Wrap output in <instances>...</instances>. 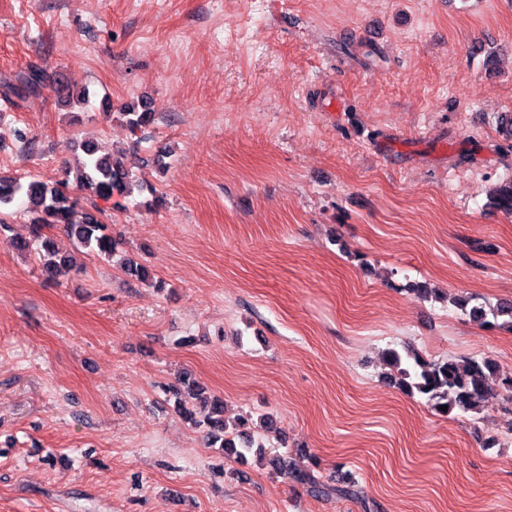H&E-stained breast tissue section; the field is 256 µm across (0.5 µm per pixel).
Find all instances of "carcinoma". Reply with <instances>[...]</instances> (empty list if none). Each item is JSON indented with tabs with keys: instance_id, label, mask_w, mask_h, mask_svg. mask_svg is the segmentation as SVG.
<instances>
[{
	"instance_id": "cac0c4a2",
	"label": "carcinoma",
	"mask_w": 512,
	"mask_h": 512,
	"mask_svg": "<svg viewBox=\"0 0 512 512\" xmlns=\"http://www.w3.org/2000/svg\"><path fill=\"white\" fill-rule=\"evenodd\" d=\"M48 82L49 76L43 70L31 66L16 75L9 90L14 97L23 100L39 93ZM121 116L133 132L152 121L151 113L131 108L125 109ZM80 148L84 158L74 177L75 190L105 200L132 195L135 180L124 163L114 158L106 143L85 140ZM70 187L67 180L49 184L37 179L0 176V229L6 228L5 215L1 210L17 199H24L29 228L35 238L41 237L45 225L59 224L81 248L92 254L112 256L119 242L94 215L86 213L82 220L75 219L77 199L72 197ZM494 205L512 214V179L496 189ZM42 248L46 252L42 268L47 276L54 277L69 265V257L56 252L49 239L42 241ZM455 304L482 327L512 324L511 301L493 305L469 296L455 299ZM383 362L388 368L381 376L384 383L408 396L418 394L424 397L440 416L459 412L479 415L495 396L503 395L512 400V373H504L498 362L489 356L428 360L419 352L405 347L401 350L386 349ZM161 390L168 399L174 400L178 415L201 431L209 447L218 449L220 455H234L246 462L254 449L263 448L254 438L255 425L251 416L241 415L233 424H227L224 401L206 393L192 373L183 372L173 383L162 385ZM443 405L447 410H441ZM269 464L275 473L309 486L315 494L326 496L332 490L320 481L313 469L300 466L284 455L272 456Z\"/></svg>"
}]
</instances>
